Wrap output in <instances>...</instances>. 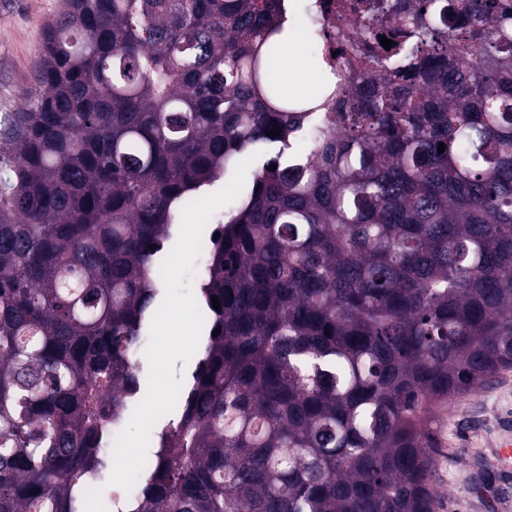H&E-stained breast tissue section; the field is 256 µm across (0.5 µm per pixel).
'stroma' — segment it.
Returning a JSON list of instances; mask_svg holds the SVG:
<instances>
[{
  "instance_id": "stroma-1",
  "label": "stroma",
  "mask_w": 512,
  "mask_h": 512,
  "mask_svg": "<svg viewBox=\"0 0 512 512\" xmlns=\"http://www.w3.org/2000/svg\"><path fill=\"white\" fill-rule=\"evenodd\" d=\"M62 0H0V114L19 111L34 86L47 22ZM512 425V368L478 394L440 412L436 426V512H487L472 492L477 469L490 464L504 425Z\"/></svg>"
}]
</instances>
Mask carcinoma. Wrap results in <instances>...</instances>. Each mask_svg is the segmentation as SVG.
Wrapping results in <instances>:
<instances>
[{
	"mask_svg": "<svg viewBox=\"0 0 512 512\" xmlns=\"http://www.w3.org/2000/svg\"><path fill=\"white\" fill-rule=\"evenodd\" d=\"M402 5L336 3L375 76L308 100L282 0H63L0 115V512H85L147 390L157 255L265 146L117 512H436L434 409L512 367V0ZM303 63L308 70L306 72L295 54L289 55L292 59L284 66L282 63V78L283 84L294 94L311 95L314 92V78L312 75L318 76L320 79L317 85L316 93L319 90L322 81V68L315 56L311 55L306 49H302Z\"/></svg>",
	"mask_w": 512,
	"mask_h": 512,
	"instance_id": "cac0c4a2",
	"label": "carcinoma"
}]
</instances>
